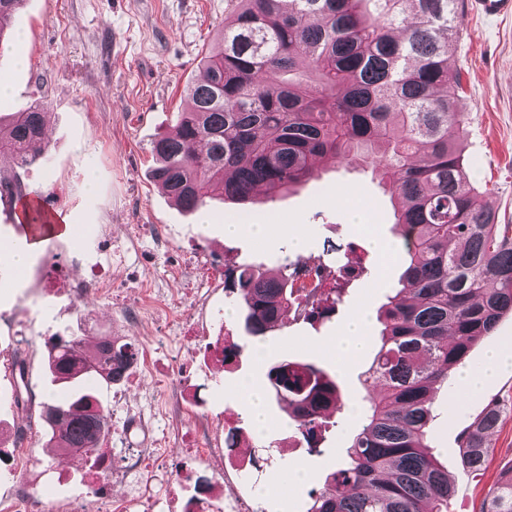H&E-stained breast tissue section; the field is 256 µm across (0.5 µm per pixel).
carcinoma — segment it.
I'll use <instances>...</instances> for the list:
<instances>
[{"mask_svg": "<svg viewBox=\"0 0 512 512\" xmlns=\"http://www.w3.org/2000/svg\"><path fill=\"white\" fill-rule=\"evenodd\" d=\"M224 39L203 58L173 132L152 143V178L183 210L206 206L211 188L238 205L268 201L317 175L319 163L369 168L394 201L401 287L378 313L380 345L364 373L370 393L362 429L306 512H448V472L426 439L435 389L479 340L512 312V224L497 223L492 194L466 172L461 82H448V42L461 33L456 0H232ZM25 0H0L6 27ZM41 105L14 113L0 156L20 167L43 160ZM283 266L225 271L245 334L266 336L297 309L303 289ZM325 296L307 318L330 317ZM131 346L77 336L48 349L56 381L81 392L40 415L47 443L93 462L107 411L86 383L120 381ZM277 403L315 449L326 415L343 405L336 377L283 360L267 372ZM502 410L493 401L461 440L462 462L482 470ZM482 512H512V471Z\"/></svg>", "mask_w": 512, "mask_h": 512, "instance_id": "1", "label": "carcinoma"}]
</instances>
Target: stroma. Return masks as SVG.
<instances>
[{"instance_id": "stroma-1", "label": "stroma", "mask_w": 512, "mask_h": 512, "mask_svg": "<svg viewBox=\"0 0 512 512\" xmlns=\"http://www.w3.org/2000/svg\"><path fill=\"white\" fill-rule=\"evenodd\" d=\"M462 32L451 47L449 78H461L460 105L466 113L464 157L472 182L493 191L498 221L512 224V19L490 20L460 0ZM231 16L228 0H26L9 26L27 37L26 66L14 52L0 55V74L11 84L0 98V117L10 118L34 102L47 112L45 161L25 169L0 159V175L17 177L24 194L42 196L49 223L81 225L79 237H53L36 244L21 278H14L6 254L27 243L26 222L14 203L0 198V501L31 503L32 512H99L102 499L90 492L84 460L46 447L39 415L57 393L46 372L47 343L56 334L82 337L84 348L116 338L147 352L146 371L94 391L107 408L101 452L112 461L107 487L113 500L132 503L147 492L152 512H177L183 495L217 482L226 495L219 512L238 502L256 512H305L309 491L323 490L325 477L345 454L361 417L338 411L319 448L309 450L295 421L268 401L271 426L256 435L237 397L242 380L267 387L266 374L278 361L311 362L339 379L351 404L365 396L363 358L340 371L327 343L360 307L376 311L391 294L405 262L403 253L382 261L372 237L393 239L390 197L371 173L328 169L295 192L268 202L256 198L240 207L212 191L199 213L178 208L151 178L153 141L170 133L186 104L185 90L204 54L218 45ZM95 168L97 189L87 196V168ZM341 188L358 190V221L337 202ZM271 224L273 240L228 236V224ZM285 225L299 226L306 252H296ZM322 265L329 286H342L343 301L330 319L312 323L287 316L265 338L263 360L243 352L227 366L208 345L218 336L239 341L240 317L232 315V294L224 288L226 268L240 264L272 269ZM111 288L75 296L71 283L90 275ZM26 362L24 379L13 370ZM25 385L27 408L14 395ZM457 377L435 392L427 442L447 470L454 493L448 512H481L501 475L512 469V370L499 372L464 406H457ZM505 412L489 437L487 468L472 473L461 463L459 438L485 412L490 400ZM232 421L249 442L224 445V423ZM146 458L153 477L129 471L134 457ZM253 461L252 478L241 477L235 461ZM306 467L310 479L298 487L265 486L286 474L289 462Z\"/></svg>"}]
</instances>
